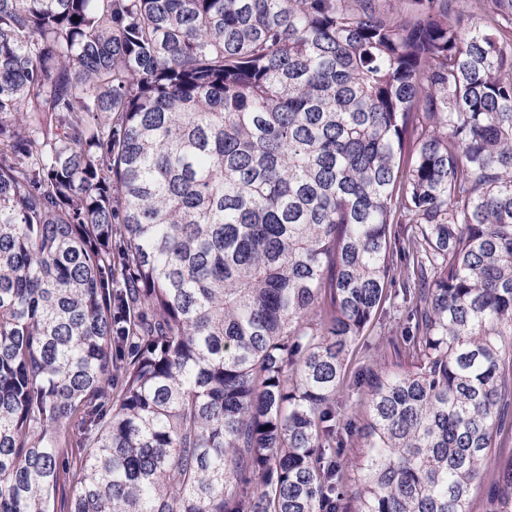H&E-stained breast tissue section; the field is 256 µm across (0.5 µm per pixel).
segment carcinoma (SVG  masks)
I'll return each instance as SVG.
<instances>
[{"mask_svg":"<svg viewBox=\"0 0 512 512\" xmlns=\"http://www.w3.org/2000/svg\"><path fill=\"white\" fill-rule=\"evenodd\" d=\"M406 2L0 0V512H512V0ZM398 317V313H393L391 311V319H386V321H384V324H386L385 327L383 326L380 328L379 324L377 323L374 328H370L367 332H365L364 336L359 337L358 340L355 341V343L352 345L348 359L347 384L349 383L350 377L352 376L351 378L353 379L354 372L361 366H366L368 364L375 365V363L383 360H386L388 363H396L397 361L404 363L406 361L403 357L399 358L394 353L392 347L390 349L388 347L384 348L380 352L378 351L375 344L376 337L379 336L380 332L381 336H390L396 334V330L400 331Z\"/></svg>","mask_w":512,"mask_h":512,"instance_id":"obj_1","label":"carcinoma"}]
</instances>
